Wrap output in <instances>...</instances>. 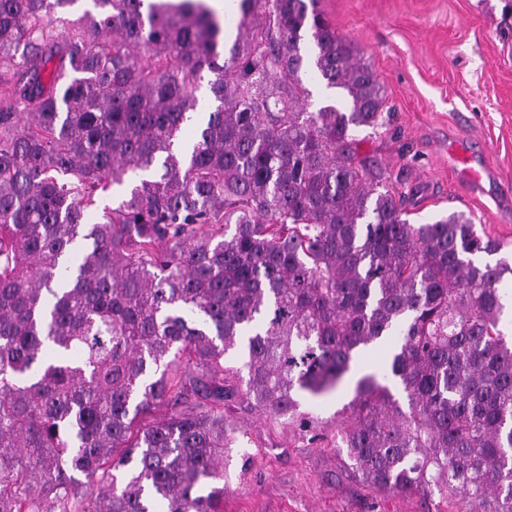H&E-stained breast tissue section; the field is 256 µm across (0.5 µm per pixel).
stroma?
Returning <instances> with one entry per match:
<instances>
[{
	"mask_svg": "<svg viewBox=\"0 0 512 512\" xmlns=\"http://www.w3.org/2000/svg\"><path fill=\"white\" fill-rule=\"evenodd\" d=\"M383 86L385 121L358 156L402 198L411 223L471 217L512 262V10L506 0H317ZM481 179L472 182L467 172ZM400 345L362 352L332 394L301 397L314 441L280 420L237 414L224 451V512H446L438 494L389 491L355 473L336 434L356 379Z\"/></svg>",
	"mask_w": 512,
	"mask_h": 512,
	"instance_id": "35a3bbf8",
	"label": "stroma"
}]
</instances>
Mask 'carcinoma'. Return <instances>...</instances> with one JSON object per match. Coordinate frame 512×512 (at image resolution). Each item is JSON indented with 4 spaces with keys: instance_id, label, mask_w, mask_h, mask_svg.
Returning a JSON list of instances; mask_svg holds the SVG:
<instances>
[{
    "instance_id": "obj_1",
    "label": "carcinoma",
    "mask_w": 512,
    "mask_h": 512,
    "mask_svg": "<svg viewBox=\"0 0 512 512\" xmlns=\"http://www.w3.org/2000/svg\"><path fill=\"white\" fill-rule=\"evenodd\" d=\"M76 2L0 0V512H224L230 413L312 433L298 394L393 335L340 428L353 468L512 512V267L475 263L503 244L471 218L412 224L366 185L383 88L317 0H239L229 47L195 0H91L54 34ZM310 75L339 105L306 111ZM127 184L123 186H113V188L107 191H97L96 205L90 210V213L86 216L87 224H95L102 218V214L105 207H115L118 202L123 198L125 194V188Z\"/></svg>"
}]
</instances>
